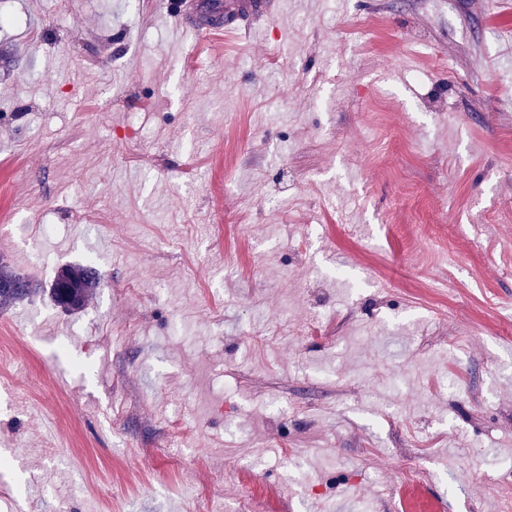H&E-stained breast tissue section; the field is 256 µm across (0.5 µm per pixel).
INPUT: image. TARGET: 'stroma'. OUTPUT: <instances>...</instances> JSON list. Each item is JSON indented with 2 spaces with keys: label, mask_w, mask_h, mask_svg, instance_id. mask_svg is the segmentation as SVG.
Returning <instances> with one entry per match:
<instances>
[{
  "label": "stroma",
  "mask_w": 512,
  "mask_h": 512,
  "mask_svg": "<svg viewBox=\"0 0 512 512\" xmlns=\"http://www.w3.org/2000/svg\"><path fill=\"white\" fill-rule=\"evenodd\" d=\"M281 3L0 0V512H503L512 0ZM275 0H225L224 17L226 25L224 30L236 27L235 21L262 19L269 16L276 7ZM65 267L66 268L61 269L54 278L50 288H48V294L55 305L62 310L67 312L78 311L84 306L89 292L95 287L94 275H97V273L90 266L69 265ZM63 280L70 281L75 285V290L79 295V303L77 306H66L64 300L61 298L59 285Z\"/></svg>",
  "instance_id": "obj_1"
}]
</instances>
